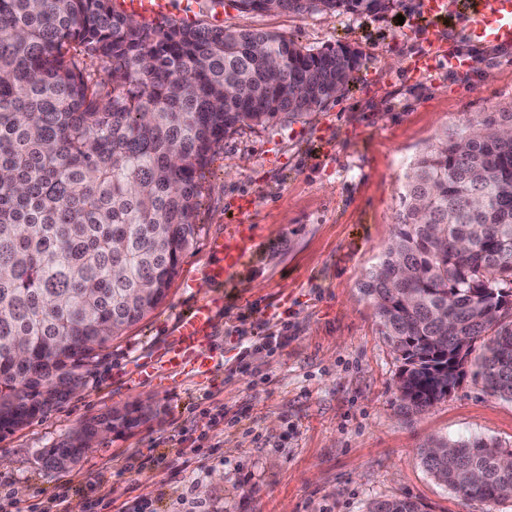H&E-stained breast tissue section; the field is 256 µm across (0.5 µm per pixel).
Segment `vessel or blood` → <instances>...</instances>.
I'll return each mask as SVG.
<instances>
[{"label": "vessel or blood", "instance_id": "vessel-or-blood-1", "mask_svg": "<svg viewBox=\"0 0 512 512\" xmlns=\"http://www.w3.org/2000/svg\"><path fill=\"white\" fill-rule=\"evenodd\" d=\"M120 7L152 23L165 16L172 3L171 0H121ZM461 21L473 42L512 44V0H473ZM254 245L250 225H228L223 237L212 244L215 261L205 270L208 279L215 285H223L239 270ZM217 306V300H204L181 315L174 342L160 354L163 367L203 378L222 366L223 354L212 345Z\"/></svg>", "mask_w": 512, "mask_h": 512}]
</instances>
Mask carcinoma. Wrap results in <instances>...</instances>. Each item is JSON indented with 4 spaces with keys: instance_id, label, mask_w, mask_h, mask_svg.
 Listing matches in <instances>:
<instances>
[{
    "instance_id": "1",
    "label": "carcinoma",
    "mask_w": 512,
    "mask_h": 512,
    "mask_svg": "<svg viewBox=\"0 0 512 512\" xmlns=\"http://www.w3.org/2000/svg\"><path fill=\"white\" fill-rule=\"evenodd\" d=\"M398 0H276L277 11L377 14ZM99 64L108 79L95 77ZM359 52L264 31L137 23L114 0H0V433L67 399L82 369L166 298L197 232L201 174L224 137L341 95ZM402 354L399 408L448 397L474 361L512 402V112L438 139L409 164L397 230L362 284ZM139 406L40 452L74 462ZM512 448L433 439L425 471L470 499L512 490ZM411 498L366 512H424Z\"/></svg>"
}]
</instances>
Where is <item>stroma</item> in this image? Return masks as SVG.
Instances as JSON below:
<instances>
[{"label":"stroma","instance_id":"1","mask_svg":"<svg viewBox=\"0 0 512 512\" xmlns=\"http://www.w3.org/2000/svg\"><path fill=\"white\" fill-rule=\"evenodd\" d=\"M423 2L298 15L225 0L224 28L315 50L351 45L355 80L308 117L225 137L205 173L200 232L163 302L98 350L69 399L0 435V512H88L92 500L107 512H365L382 497L420 500L426 512H512V499L456 494L419 459L433 437L512 448V402L469 370L445 400L400 413L402 361L360 290L393 238L409 162L442 133L512 112V45L472 43L456 22L428 29ZM452 52L468 67L449 68ZM427 53L433 70L416 73ZM239 222L257 244L215 288L204 274L210 244ZM219 294L223 365L206 379L130 388L127 371L172 340L178 315ZM270 335L280 339L273 350L242 356L244 342ZM134 403L152 409L139 427L99 438L63 470L39 460L83 423Z\"/></svg>","mask_w":512,"mask_h":512}]
</instances>
